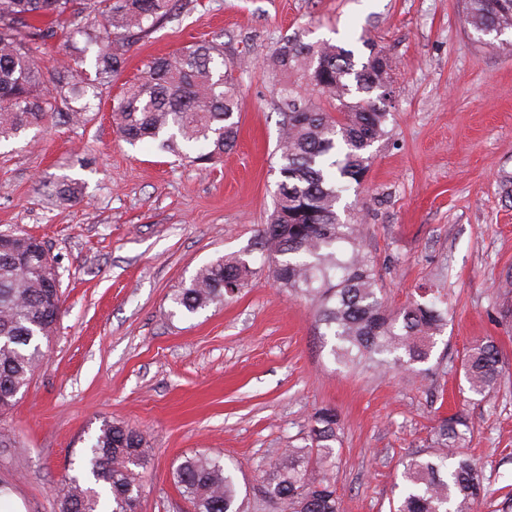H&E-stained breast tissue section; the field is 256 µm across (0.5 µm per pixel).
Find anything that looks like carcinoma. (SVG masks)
Listing matches in <instances>:
<instances>
[{"label": "carcinoma", "instance_id": "carcinoma-1", "mask_svg": "<svg viewBox=\"0 0 512 512\" xmlns=\"http://www.w3.org/2000/svg\"><path fill=\"white\" fill-rule=\"evenodd\" d=\"M178 0H0V141L55 118L88 121L87 87L68 66H45L36 45L54 36L36 25L51 17L73 26L96 46V84L122 69L119 45L153 33L176 15ZM464 22L478 34L512 31V0H463ZM355 64L353 52L329 41L296 37L278 47L271 63L298 82L283 85L282 126L276 146L274 207L259 234L271 278L280 290L310 302L329 355L343 368L392 372L426 362L448 325V304L436 298L393 308L363 243L359 224L341 217L344 192L359 187L371 165L370 148L387 135L389 71L375 65L376 45ZM242 61L224 58V45L195 43L150 60L124 88L112 121L129 144L159 148L195 165L214 164L236 145L240 103L235 72ZM85 100L78 107L73 102ZM62 200L78 198L76 183L44 185ZM249 253L199 268L171 295L174 307L196 314L238 296L255 274ZM63 313L58 263L45 243L27 233L0 238V414L25 391L44 362L42 342ZM470 392L488 395L502 374L500 351L486 339L462 359ZM448 420L434 433L433 451L403 463L404 487L394 512H472L486 497L482 471L463 452L466 432ZM340 419L332 407L311 418L308 443L290 448L263 480L276 512H344L334 469ZM143 433L102 422L86 462L58 483V512H138L146 468ZM175 487L193 512H241L236 471L220 457L198 452L171 468Z\"/></svg>", "mask_w": 512, "mask_h": 512}]
</instances>
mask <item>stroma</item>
I'll use <instances>...</instances> for the list:
<instances>
[{
	"label": "stroma",
	"instance_id": "obj_1",
	"mask_svg": "<svg viewBox=\"0 0 512 512\" xmlns=\"http://www.w3.org/2000/svg\"><path fill=\"white\" fill-rule=\"evenodd\" d=\"M180 15L125 45L124 71L103 86L94 120L50 122L0 144V232L45 242L64 313L29 389L0 415V485L23 512H58L53 488L78 471L103 421L143 432L140 512H192L171 480L196 452L234 464L243 512H274L261 476L305 444L312 416L340 417L336 488L345 512H392L408 454L433 446L442 419L472 422L464 450L489 496L477 512H512V32L478 37L460 0H182ZM302 35L362 60L365 42L392 57L389 133L347 204L364 228L379 282L399 307L423 288L448 303V326L418 370L345 371L328 355L311 305L260 272L223 307L175 312L170 295L203 265L253 249L272 211L282 76L275 48ZM245 58L236 147L201 168L156 143L120 141L110 117L153 57L201 40ZM69 178L74 201L44 196ZM490 337L502 378L469 391L461 360Z\"/></svg>",
	"mask_w": 512,
	"mask_h": 512
}]
</instances>
